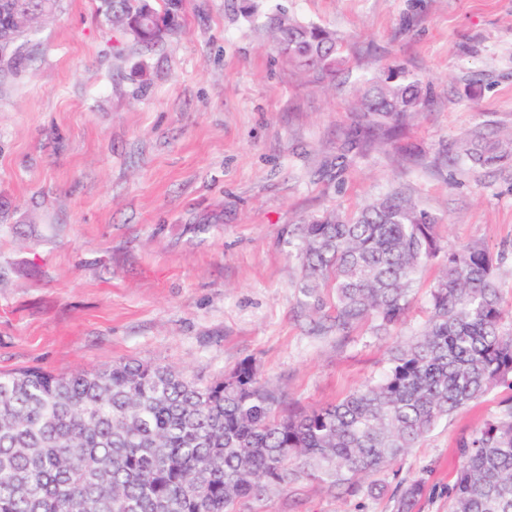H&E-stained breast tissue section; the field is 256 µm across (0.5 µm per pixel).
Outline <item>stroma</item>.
<instances>
[{"mask_svg":"<svg viewBox=\"0 0 512 512\" xmlns=\"http://www.w3.org/2000/svg\"><path fill=\"white\" fill-rule=\"evenodd\" d=\"M101 0H57L35 51L0 76V373L94 372L115 361L206 383L252 360L290 407L377 380L421 329L427 265L387 336L309 335L289 228L393 191L438 217L445 243L505 251L512 317V157L455 162L456 141L512 131V0H186L184 26L144 48ZM343 43L334 78L298 74L266 26L278 10ZM392 65L426 94L393 139L370 140L362 82ZM499 387L400 459L448 512L459 438L496 415ZM389 492L345 497L305 480L241 512H392Z\"/></svg>","mask_w":512,"mask_h":512,"instance_id":"obj_1","label":"stroma"}]
</instances>
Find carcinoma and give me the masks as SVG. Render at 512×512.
<instances>
[{"mask_svg": "<svg viewBox=\"0 0 512 512\" xmlns=\"http://www.w3.org/2000/svg\"><path fill=\"white\" fill-rule=\"evenodd\" d=\"M153 12L179 26L182 0ZM56 0H5L24 27L0 43L6 68L29 58L30 35ZM105 16L137 43H159L132 21L144 0H104ZM268 27L299 70L341 64L336 35L277 12ZM359 107L390 133L423 104L420 81L396 69L359 89ZM459 152L474 166L506 157L477 135ZM302 269L312 331L349 336L370 323L402 324L421 268L443 263L422 329L389 354L381 377L336 403L286 408L249 359L201 384L161 365L115 362L94 373L39 368L0 374V512H240L303 480L351 497L392 491L393 512H416L427 479L399 478L395 463L456 411L501 383L512 388V326L505 327L501 255L475 242L445 246L437 220L392 192L352 214L330 213L288 230ZM460 465L448 512H512V397L457 442Z\"/></svg>", "mask_w": 512, "mask_h": 512, "instance_id": "obj_1", "label": "carcinoma"}]
</instances>
